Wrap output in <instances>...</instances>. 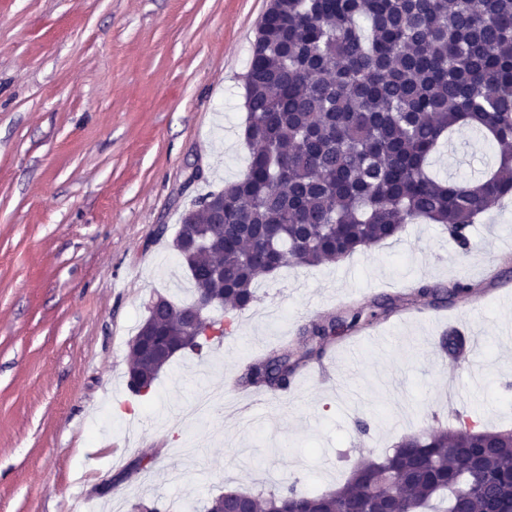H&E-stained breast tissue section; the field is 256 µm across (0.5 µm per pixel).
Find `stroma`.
<instances>
[{
  "mask_svg": "<svg viewBox=\"0 0 512 512\" xmlns=\"http://www.w3.org/2000/svg\"><path fill=\"white\" fill-rule=\"evenodd\" d=\"M270 0H0V512H195L224 490L299 480L321 492L363 457L479 416L512 429V205L474 226L462 256L436 224L340 262L260 277L235 333L182 353L144 397L129 343L157 297L194 300L173 247L199 198L239 179L244 76ZM481 282L431 321L400 314L338 341L329 376H300L253 416L226 417L243 354L411 280ZM483 339L469 403H446L448 327ZM372 421L360 437L353 421ZM151 465L108 496L134 458Z\"/></svg>",
  "mask_w": 512,
  "mask_h": 512,
  "instance_id": "1",
  "label": "stroma"
}]
</instances>
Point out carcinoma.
Masks as SVG:
<instances>
[{"mask_svg": "<svg viewBox=\"0 0 512 512\" xmlns=\"http://www.w3.org/2000/svg\"><path fill=\"white\" fill-rule=\"evenodd\" d=\"M245 91L246 169L202 197L174 239L195 290L222 299L226 336L256 302L262 274L342 261L419 221L442 225L466 254L471 226L512 196V0H271ZM460 129L489 140L496 164L440 180L430 159ZM481 288L456 280L377 296L366 316L347 311L304 328L303 351L286 343L249 359L236 386L286 391L336 338L379 315L446 308ZM158 301L145 321L202 353L209 342L184 319L192 305ZM441 346L455 360L468 341L452 330ZM168 364L131 358L129 391L144 396L143 383L155 385ZM253 502L257 512H512V431L468 416L357 461L333 490L314 494L294 480Z\"/></svg>", "mask_w": 512, "mask_h": 512, "instance_id": "1", "label": "carcinoma"}]
</instances>
